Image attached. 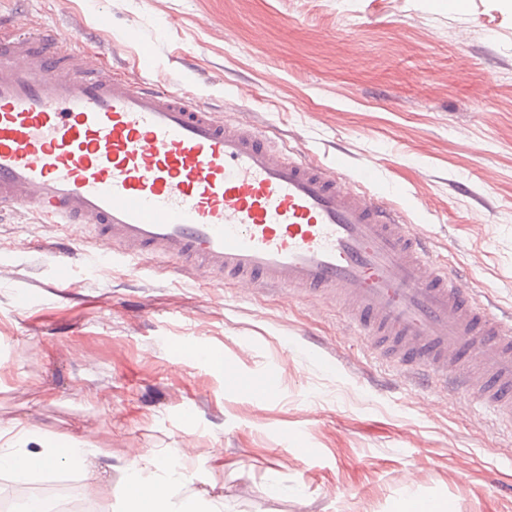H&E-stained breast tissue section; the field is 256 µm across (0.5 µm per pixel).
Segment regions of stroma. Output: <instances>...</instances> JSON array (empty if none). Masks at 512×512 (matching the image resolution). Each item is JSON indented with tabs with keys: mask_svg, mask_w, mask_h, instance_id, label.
<instances>
[{
	"mask_svg": "<svg viewBox=\"0 0 512 512\" xmlns=\"http://www.w3.org/2000/svg\"><path fill=\"white\" fill-rule=\"evenodd\" d=\"M0 14L348 179L370 171L366 189L512 315V0H0ZM145 53L154 68L138 67ZM73 236L25 209L0 218V426L94 448L103 512H121L130 466L155 456L183 461L181 498L223 512H394L409 495L512 512V432L412 386L335 305L93 260L89 242L60 267ZM192 344L282 385L232 389L183 358Z\"/></svg>",
	"mask_w": 512,
	"mask_h": 512,
	"instance_id": "stroma-1",
	"label": "stroma"
}]
</instances>
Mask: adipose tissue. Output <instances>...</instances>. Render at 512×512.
I'll return each instance as SVG.
<instances>
[{"mask_svg": "<svg viewBox=\"0 0 512 512\" xmlns=\"http://www.w3.org/2000/svg\"><path fill=\"white\" fill-rule=\"evenodd\" d=\"M96 453L75 440L52 439L35 431L26 430L16 436L8 447L0 448V472L25 477L56 465H66L81 471L85 490L95 496L100 486L95 470ZM158 474L146 475L143 466H133L122 489L123 512H221L214 503H185L177 498V491L185 474L175 465H162L153 459Z\"/></svg>", "mask_w": 512, "mask_h": 512, "instance_id": "1", "label": "adipose tissue"}]
</instances>
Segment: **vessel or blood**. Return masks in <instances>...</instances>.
Returning a JSON list of instances; mask_svg holds the SVG:
<instances>
[{
	"label": "vessel or blood",
	"instance_id": "b4317fda",
	"mask_svg": "<svg viewBox=\"0 0 512 512\" xmlns=\"http://www.w3.org/2000/svg\"><path fill=\"white\" fill-rule=\"evenodd\" d=\"M0 27V208L133 269L330 301L382 359L512 430V320L382 197L185 93L88 66L56 30Z\"/></svg>",
	"mask_w": 512,
	"mask_h": 512
}]
</instances>
